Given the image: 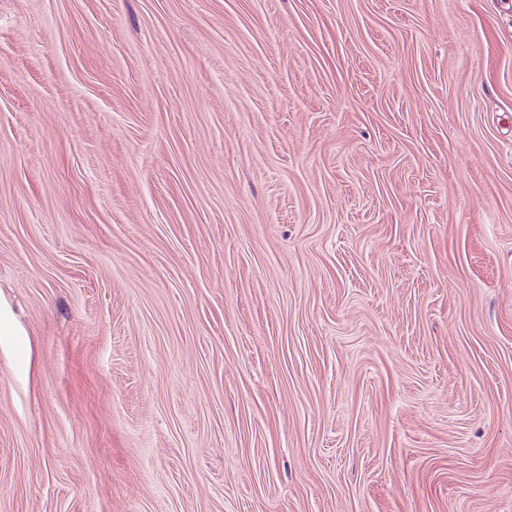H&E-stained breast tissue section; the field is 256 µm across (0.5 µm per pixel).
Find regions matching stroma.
Masks as SVG:
<instances>
[{"instance_id":"obj_1","label":"stroma","mask_w":512,"mask_h":512,"mask_svg":"<svg viewBox=\"0 0 512 512\" xmlns=\"http://www.w3.org/2000/svg\"><path fill=\"white\" fill-rule=\"evenodd\" d=\"M0 512H512V0H0Z\"/></svg>"}]
</instances>
